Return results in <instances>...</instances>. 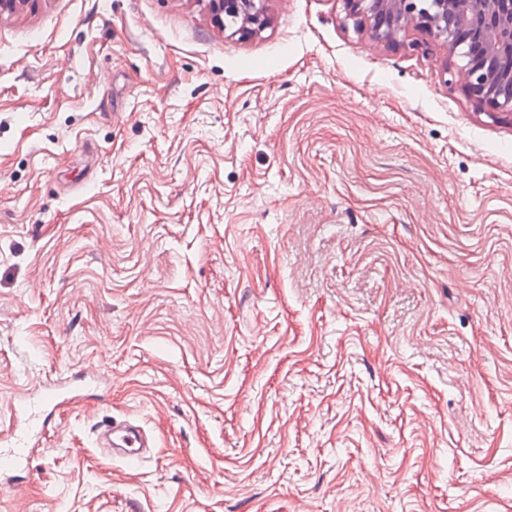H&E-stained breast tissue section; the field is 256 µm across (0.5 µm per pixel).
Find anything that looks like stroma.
Returning <instances> with one entry per match:
<instances>
[{"mask_svg":"<svg viewBox=\"0 0 512 512\" xmlns=\"http://www.w3.org/2000/svg\"><path fill=\"white\" fill-rule=\"evenodd\" d=\"M267 8L0 20V439L41 381L110 388L0 512H512V117L423 32ZM268 0H207L213 21L224 28V17L231 18L240 25L234 33L249 39L269 24ZM112 434V458H117L128 465H136L144 459V453L134 448H147V440L141 431L127 421L116 419L106 425L98 435V444H102Z\"/></svg>","mask_w":512,"mask_h":512,"instance_id":"1","label":"stroma"}]
</instances>
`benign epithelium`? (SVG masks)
<instances>
[{"label":"benign epithelium","instance_id":"1","mask_svg":"<svg viewBox=\"0 0 512 512\" xmlns=\"http://www.w3.org/2000/svg\"><path fill=\"white\" fill-rule=\"evenodd\" d=\"M35 0H0V19L26 10ZM347 17L372 41L397 45L409 28H419L466 59L467 90L479 106L512 112V76L495 67L512 55V0H344ZM213 21L239 23L235 33L249 39L269 24L267 0H207Z\"/></svg>","mask_w":512,"mask_h":512}]
</instances>
